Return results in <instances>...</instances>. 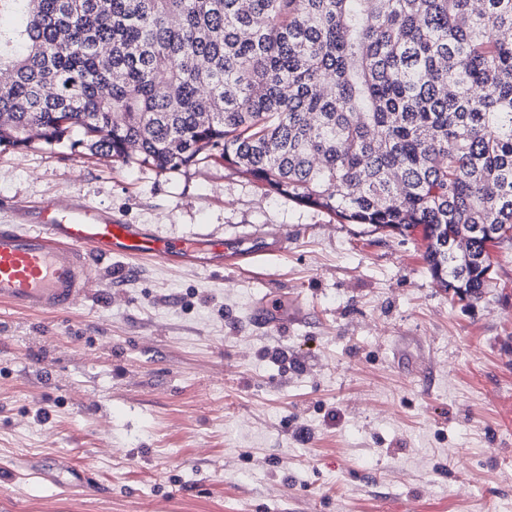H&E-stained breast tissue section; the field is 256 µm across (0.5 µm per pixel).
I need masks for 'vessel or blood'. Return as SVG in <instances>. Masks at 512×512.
I'll use <instances>...</instances> for the list:
<instances>
[{"mask_svg":"<svg viewBox=\"0 0 512 512\" xmlns=\"http://www.w3.org/2000/svg\"><path fill=\"white\" fill-rule=\"evenodd\" d=\"M196 248L192 240L171 241L83 204L59 212L49 206L38 223L0 226V303L55 316L94 285L92 257L176 262L189 259ZM204 249L211 258L235 266L286 252L288 237L211 239Z\"/></svg>","mask_w":512,"mask_h":512,"instance_id":"vessel-or-blood-1","label":"vessel or blood"}]
</instances>
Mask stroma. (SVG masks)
<instances>
[{
	"instance_id": "obj_1",
	"label": "stroma",
	"mask_w": 512,
	"mask_h": 512,
	"mask_svg": "<svg viewBox=\"0 0 512 512\" xmlns=\"http://www.w3.org/2000/svg\"><path fill=\"white\" fill-rule=\"evenodd\" d=\"M82 203L163 237L285 233L241 269L93 258L65 314L0 305V512H512V249L453 300L421 235L220 160L0 147V225ZM61 455L103 495L58 496Z\"/></svg>"
}]
</instances>
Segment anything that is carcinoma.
<instances>
[{
  "mask_svg": "<svg viewBox=\"0 0 512 512\" xmlns=\"http://www.w3.org/2000/svg\"><path fill=\"white\" fill-rule=\"evenodd\" d=\"M0 147L217 155L351 223L422 228L478 300L512 247V0H0Z\"/></svg>",
  "mask_w": 512,
  "mask_h": 512,
  "instance_id": "cac0c4a2",
  "label": "carcinoma"
}]
</instances>
